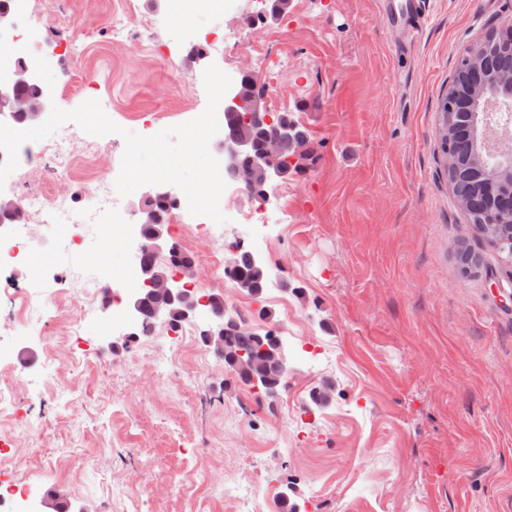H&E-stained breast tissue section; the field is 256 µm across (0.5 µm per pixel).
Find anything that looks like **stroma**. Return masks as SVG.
Wrapping results in <instances>:
<instances>
[{
  "mask_svg": "<svg viewBox=\"0 0 512 512\" xmlns=\"http://www.w3.org/2000/svg\"><path fill=\"white\" fill-rule=\"evenodd\" d=\"M192 25L221 30L208 51L233 81L253 72L267 107L305 135L297 170L270 183L269 203L228 183L225 223L200 234L193 255L208 294H219L257 333L288 347L287 388L268 396L225 370L200 332L206 317L125 342L130 314L102 298L60 315L47 292L66 277L71 297L87 273L138 278L135 246L95 224L79 251L55 244L62 228L24 221L45 247L15 273L37 287L35 313L0 341L26 423L0 414V442L30 487L0 512H40L48 494L68 512H247L228 488H273L265 512H512V302L496 283L512 269L481 236L448 187L438 148V106L464 48L512 22V0H427L415 29L388 26L376 0H233ZM39 45L48 83L76 69L72 110L98 100L119 126L155 130L204 111L203 74L163 19L169 0H62ZM128 25L154 18L140 42L113 48L103 15ZM95 35L79 56L60 52L76 29ZM102 142L101 184L117 177V134L77 131L76 153ZM269 221L247 229L243 214ZM241 244L268 266L258 296L215 280L217 244Z\"/></svg>",
  "mask_w": 512,
  "mask_h": 512,
  "instance_id": "stroma-1",
  "label": "stroma"
}]
</instances>
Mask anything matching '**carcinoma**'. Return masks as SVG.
<instances>
[{"mask_svg": "<svg viewBox=\"0 0 512 512\" xmlns=\"http://www.w3.org/2000/svg\"><path fill=\"white\" fill-rule=\"evenodd\" d=\"M490 40L496 43L485 58L478 64L461 61L455 70L451 83V90L444 96L440 103L439 137L440 151L443 165H448V156H453L455 166L448 173L449 187L454 197H462L474 201L468 210V218L474 224H481L486 212L512 197V187L506 179L483 178L477 179V162L475 153L461 151L458 144L468 132V119L465 111L469 104V98L473 89L472 71L479 69L485 79L502 76L512 66V42L509 36L498 33L490 36ZM277 119L290 126L289 136L278 141L275 145L276 156L281 165V178H288V158L297 154L303 146L305 139L303 132L295 122L288 118V114L280 113ZM224 126L236 136L248 140L255 150L262 152L267 145L266 126L256 122H245L236 115L224 117ZM167 224L157 222L147 225L144 231V245L139 257V265H156L164 272H169V267L160 263L155 253L149 248V238L156 232H165ZM232 281L242 290L251 295L262 293L268 280L267 269L259 263L251 252L239 250L232 271L229 272ZM272 336L271 332L263 335L256 333L237 334L227 332L224 334V343L228 351L244 350L253 354V358L247 368L237 371L240 380L247 383L252 378H257L265 391L272 390L278 385L279 372L276 368L265 364L260 355L256 354L260 338Z\"/></svg>", "mask_w": 512, "mask_h": 512, "instance_id": "carcinoma-1", "label": "carcinoma"}]
</instances>
